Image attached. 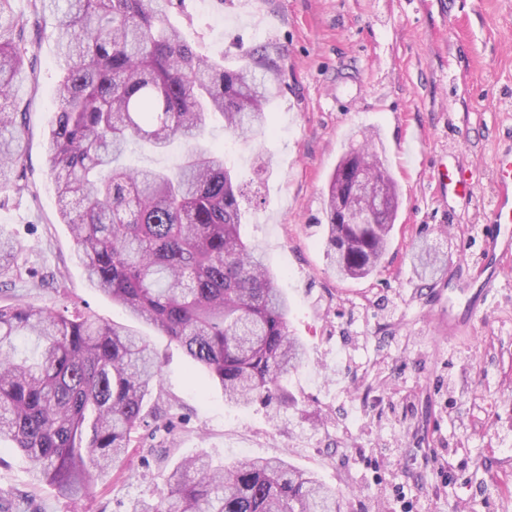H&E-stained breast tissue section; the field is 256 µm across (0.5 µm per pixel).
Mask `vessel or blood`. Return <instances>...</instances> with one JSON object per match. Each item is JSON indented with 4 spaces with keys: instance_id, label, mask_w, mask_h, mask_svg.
Segmentation results:
<instances>
[{
    "instance_id": "obj_1",
    "label": "vessel or blood",
    "mask_w": 512,
    "mask_h": 512,
    "mask_svg": "<svg viewBox=\"0 0 512 512\" xmlns=\"http://www.w3.org/2000/svg\"><path fill=\"white\" fill-rule=\"evenodd\" d=\"M497 204L485 227L486 244L483 263L477 264L478 275L470 280L449 281L448 324L453 328L466 325L469 315L475 314L495 290L493 277L485 273V263L512 255V154L498 156L495 164ZM435 187L439 201L470 199L474 185L469 171L458 164H440Z\"/></svg>"
}]
</instances>
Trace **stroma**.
<instances>
[{
    "label": "stroma",
    "instance_id": "35a3bbf8",
    "mask_svg": "<svg viewBox=\"0 0 512 512\" xmlns=\"http://www.w3.org/2000/svg\"><path fill=\"white\" fill-rule=\"evenodd\" d=\"M175 0L170 21L197 51L235 68L248 49L282 55L280 93L262 141L208 124L206 145L226 149L245 192L243 231L266 255L290 302L288 327L305 345L272 406L228 404L185 351L144 323L161 365L152 401L165 441L142 433L110 477L75 501L35 483L28 459L0 450V496L19 512H128L166 494L165 474L204 453L232 463L284 457L335 487L343 512L386 501L366 477L373 462L434 512H512V263L484 315L457 337L426 314L444 280L467 278L485 248L496 204L494 157L512 143V0ZM31 30L32 60L14 98L27 104L22 194L0 191V235L20 277L0 279V306H75L104 321L125 311L86 280L56 205L46 141L58 107L54 19L14 0ZM398 183L401 205L380 273L340 281L324 256V192L362 130ZM459 160L474 174L471 200L442 207L429 166ZM442 264L420 277L413 244ZM451 480L442 483L439 465Z\"/></svg>",
    "mask_w": 512,
    "mask_h": 512
}]
</instances>
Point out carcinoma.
Here are the masks:
<instances>
[{
	"label": "carcinoma",
	"instance_id": "carcinoma-1",
	"mask_svg": "<svg viewBox=\"0 0 512 512\" xmlns=\"http://www.w3.org/2000/svg\"><path fill=\"white\" fill-rule=\"evenodd\" d=\"M14 0H0V190L15 185L27 107L7 98L25 67V31ZM55 18L59 108L47 139L61 219L92 286L177 342L217 379L224 400L248 407L280 390L302 366L304 344L288 328L290 303L256 246L241 234V186L217 148L197 145L208 116L232 137L266 134L280 65L269 47L226 68L196 51L167 21L173 0H38ZM193 144L173 170L128 168L136 144L163 153ZM355 158L372 162L399 198L374 134ZM342 158L328 182L324 254L337 278L379 271L396 216L336 223ZM14 245L0 239V276L13 277ZM421 275L442 262L423 241ZM20 336L36 356L3 353ZM160 367L142 337L78 309L0 307V446L21 452L39 483L64 497L86 494L136 447ZM167 500L138 499L129 512H341L340 494L282 458L216 464L203 454L167 473Z\"/></svg>",
	"mask_w": 512,
	"mask_h": 512
}]
</instances>
